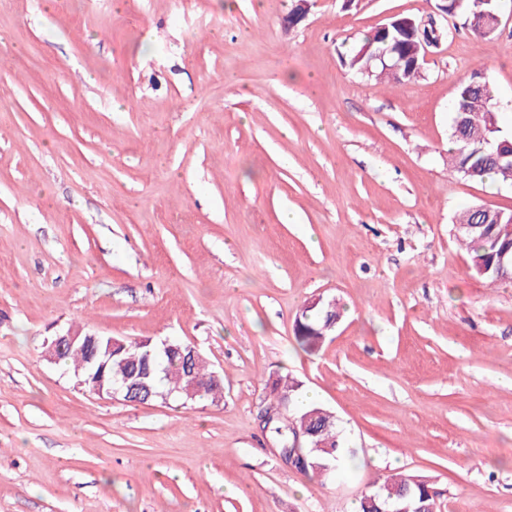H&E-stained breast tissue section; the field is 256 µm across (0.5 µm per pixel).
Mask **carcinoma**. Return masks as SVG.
Masks as SVG:
<instances>
[{
    "label": "carcinoma",
    "mask_w": 512,
    "mask_h": 512,
    "mask_svg": "<svg viewBox=\"0 0 512 512\" xmlns=\"http://www.w3.org/2000/svg\"><path fill=\"white\" fill-rule=\"evenodd\" d=\"M442 10L450 16H461L468 24L474 18L499 12V4L498 0H445ZM406 20V16L391 18L388 22L390 35L385 41L378 30L366 34L344 63L362 73L368 65L371 49L383 48L389 50L390 68L372 67L376 80L401 84L420 77L421 71L411 66L415 43L419 39L402 25ZM492 101L488 81L480 71H473L458 92L455 118L460 120V124L452 126L453 147L448 151V167L460 175L470 172L468 180L475 183H483L493 177L512 182V158L499 162L490 159V154L500 146L503 152H512V133L504 131L499 121H490ZM456 223L459 224L456 237L467 248L471 271L491 282L501 280L498 273L500 261L512 259V211L501 210L498 221L484 224L478 217V207L474 206L462 210ZM332 330L331 319L321 303L307 305L294 320L295 338L308 353L318 351ZM89 357L87 349L74 347L61 354L60 364L72 369L90 391L103 377L120 379L132 376L151 384L153 393L165 395L173 401H186L180 389L191 381L208 383L200 398L213 404L224 400L223 382H212L213 372L203 358L188 361V343L183 341L173 340L170 347L165 348L153 343L131 344L118 338L112 346V360L103 369L91 367ZM266 388L269 389L268 401L287 399L288 411L297 427L310 433L307 437L309 447L302 449L307 463L301 472L308 476H322L336 467L347 449L342 446L332 412L319 404L297 405L301 383L287 375L269 380ZM404 492L417 506L433 502V487L426 477L398 472L381 479L371 493L360 499L359 512H382L386 509V502L398 499Z\"/></svg>",
    "instance_id": "carcinoma-1"
}]
</instances>
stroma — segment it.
Listing matches in <instances>:
<instances>
[{
    "mask_svg": "<svg viewBox=\"0 0 512 512\" xmlns=\"http://www.w3.org/2000/svg\"><path fill=\"white\" fill-rule=\"evenodd\" d=\"M440 2L310 0L290 26L295 0H0V512H351L396 470L437 512H512V281L454 227L512 186L448 169L472 70L512 129V0L413 81L342 61ZM319 296L344 314L308 354ZM78 326L192 343L223 402L86 391L42 355ZM272 374L339 420V471L280 461ZM330 317L322 303H308L294 320V335L299 346L308 353L318 351L333 330Z\"/></svg>",
    "mask_w": 512,
    "mask_h": 512,
    "instance_id": "1",
    "label": "stroma"
}]
</instances>
